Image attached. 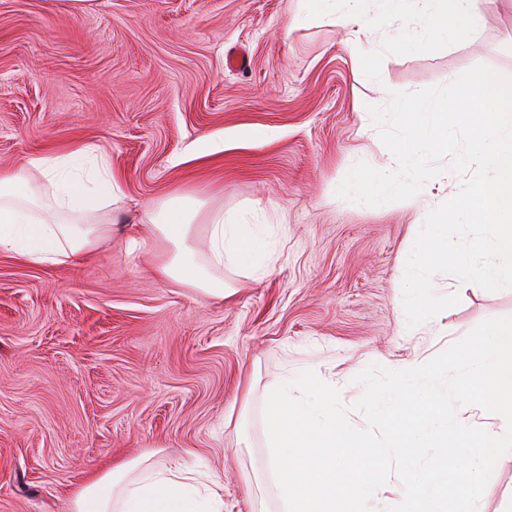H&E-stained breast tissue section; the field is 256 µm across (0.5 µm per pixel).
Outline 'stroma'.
Listing matches in <instances>:
<instances>
[{"instance_id": "obj_1", "label": "stroma", "mask_w": 512, "mask_h": 512, "mask_svg": "<svg viewBox=\"0 0 512 512\" xmlns=\"http://www.w3.org/2000/svg\"><path fill=\"white\" fill-rule=\"evenodd\" d=\"M311 0H0V170L82 145L125 193L123 230L72 265L0 253V512H70L91 473L149 456L224 485V512H283L268 469L264 401L314 371L350 423L371 364L426 363L480 322L512 316V288H475L431 327L400 301L420 209L335 190L359 161L397 166L367 108L447 84L477 64L512 77V0L471 40L415 47L413 26L292 28ZM291 35H284V28ZM237 48L249 64L231 69ZM270 227L275 254L215 301L128 252L146 208L176 188ZM482 512H512L501 456Z\"/></svg>"}]
</instances>
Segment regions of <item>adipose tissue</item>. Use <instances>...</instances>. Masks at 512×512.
I'll list each match as a JSON object with an SVG mask.
<instances>
[{
	"label": "adipose tissue",
	"mask_w": 512,
	"mask_h": 512,
	"mask_svg": "<svg viewBox=\"0 0 512 512\" xmlns=\"http://www.w3.org/2000/svg\"><path fill=\"white\" fill-rule=\"evenodd\" d=\"M380 2L384 16L411 20L427 39L468 40L483 19V0ZM123 199L109 159L90 148L29 156L17 169L0 170V253L34 265L75 263L111 241L112 207ZM145 235L163 245L155 275L215 299L227 294L225 265L253 279L267 268L265 225L208 209L190 189L152 208ZM71 512H224V486L184 471L159 475L136 459L87 478Z\"/></svg>",
	"instance_id": "1"
}]
</instances>
